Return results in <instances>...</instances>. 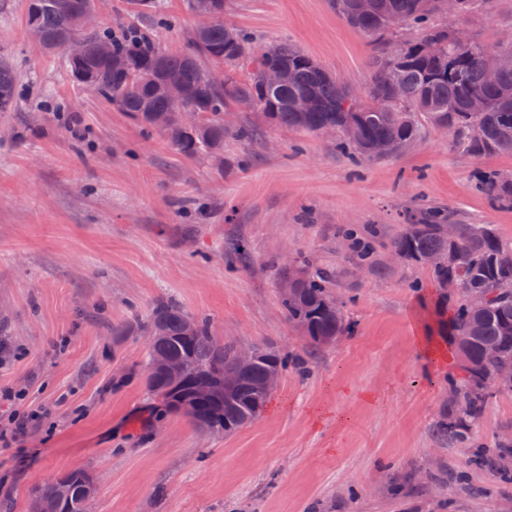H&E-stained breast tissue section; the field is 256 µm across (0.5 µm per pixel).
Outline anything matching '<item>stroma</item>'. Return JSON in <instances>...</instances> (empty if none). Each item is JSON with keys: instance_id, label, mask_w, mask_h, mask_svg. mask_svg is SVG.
Here are the masks:
<instances>
[{"instance_id": "35a3bbf8", "label": "stroma", "mask_w": 512, "mask_h": 512, "mask_svg": "<svg viewBox=\"0 0 512 512\" xmlns=\"http://www.w3.org/2000/svg\"><path fill=\"white\" fill-rule=\"evenodd\" d=\"M26 7L0 0V60L17 87L0 111V389L26 391L52 425L0 445L12 512H30L34 485L75 469L98 480L92 512H512V476L475 463L496 458L512 430V392L486 403L467 441L437 438L463 372L420 357L440 290L428 268L388 254L432 208L512 241V205L475 189L480 174H512V154L476 157L428 126L399 154L356 163L338 136L238 106L233 124L251 138L228 134L223 164L189 159L66 75L62 52L31 38ZM224 19L254 49L285 41L351 87L371 82L370 41L331 0H224ZM456 24L497 44L512 32V0ZM196 25L186 0L148 23L170 50ZM370 226L380 275L359 273L341 236ZM287 255L331 275L352 326L314 355L281 305ZM159 300L207 318L217 337L289 355L251 423L217 436L175 415L148 420L146 345L112 330Z\"/></svg>"}]
</instances>
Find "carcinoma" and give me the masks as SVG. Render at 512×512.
Listing matches in <instances>:
<instances>
[{
    "instance_id": "cac0c4a2",
    "label": "carcinoma",
    "mask_w": 512,
    "mask_h": 512,
    "mask_svg": "<svg viewBox=\"0 0 512 512\" xmlns=\"http://www.w3.org/2000/svg\"><path fill=\"white\" fill-rule=\"evenodd\" d=\"M72 0H34L28 5L26 25L36 39L55 42L62 35L79 39L83 53L79 61L64 58L66 71L78 83L93 89L118 110L128 113L146 129L158 131L180 154L192 158L224 152V110L245 105L265 113L271 122L314 132L334 127L340 144L354 148L364 159L371 144L389 140L400 152L418 134L423 123H446L458 134V143L480 157L512 153V68L490 85L485 79L482 57L489 50L512 55V43L493 48L478 41L463 44L453 37L452 27L438 21L441 0H369L364 12L354 0H332L347 22L371 39L372 80L366 99L351 97L340 83L314 58L288 42H276L258 53L251 37L238 29L226 36L224 22L191 36L187 46L176 52L161 49L154 39L135 25L118 24L114 29L78 26ZM394 17L419 31L418 36L395 39L390 26ZM108 46L109 55L102 53ZM282 66L292 73L291 81L269 88L262 81L264 70ZM173 80L188 90L181 100H170L156 87L158 80ZM12 66L0 60V110L12 107L15 98ZM310 97L314 106L307 112L295 110L299 97ZM191 108L201 114V128L189 129L172 121L162 125L157 116ZM482 138L470 136L472 127ZM476 188L494 203L512 204V180L499 174L481 180ZM389 248L403 262L421 265L434 253L454 251L465 258L438 270H430L443 296L456 295L451 314H438V328L449 332L451 341L466 338L464 385L451 391L448 409L436 424L437 433L455 441L468 438L472 424L480 418L487 400L502 389L493 375L512 365V297H502L494 288L497 279L512 276V265L501 256L512 253V243L502 240L490 224H459L452 241L442 233L438 216L406 225L392 238ZM357 267L374 270L373 250L362 245L356 251ZM480 292L485 303L470 304V294ZM288 322L297 326L306 345L324 348L325 337L341 338L352 332L329 289V275L308 276L295 294L281 296ZM187 312L179 305L156 302L147 320H129L116 331L118 336L143 334L156 325L165 329V340L146 346L141 365L142 385L151 396L157 413L178 415L200 430L227 424L241 427L256 418L266 399H256V388L271 371H282L286 359L268 345L259 346L260 357L249 368L238 364L239 344L229 338L220 342L204 318L196 319L194 335L185 336ZM161 358L184 366L173 379L155 367ZM239 378L235 392L224 395V375ZM210 376L218 390L206 402L195 400L197 379ZM82 471L74 470L69 480L72 497L60 501L57 479L38 483L32 490V509L40 502H61L64 512H90L93 497L82 494Z\"/></svg>"
}]
</instances>
